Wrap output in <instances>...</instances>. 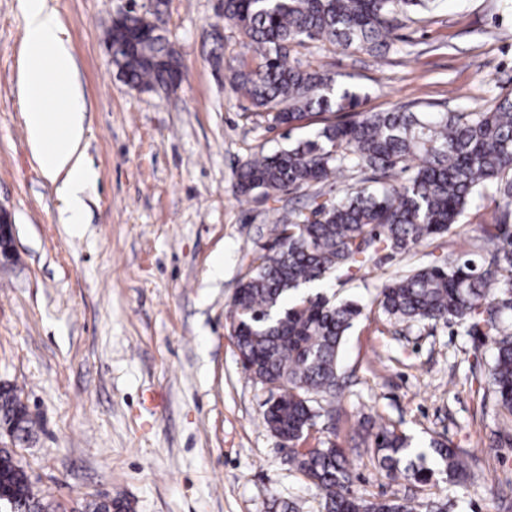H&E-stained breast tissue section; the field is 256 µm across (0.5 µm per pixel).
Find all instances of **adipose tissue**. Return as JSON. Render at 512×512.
<instances>
[{
	"label": "adipose tissue",
	"mask_w": 512,
	"mask_h": 512,
	"mask_svg": "<svg viewBox=\"0 0 512 512\" xmlns=\"http://www.w3.org/2000/svg\"><path fill=\"white\" fill-rule=\"evenodd\" d=\"M24 123L43 173L59 180L62 221L80 225L83 193L95 172L83 161L84 107L71 85L73 56L57 14L46 0H23Z\"/></svg>",
	"instance_id": "1"
}]
</instances>
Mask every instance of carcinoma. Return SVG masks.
I'll use <instances>...</instances> for the list:
<instances>
[{"label": "carcinoma", "mask_w": 512, "mask_h": 512, "mask_svg": "<svg viewBox=\"0 0 512 512\" xmlns=\"http://www.w3.org/2000/svg\"><path fill=\"white\" fill-rule=\"evenodd\" d=\"M432 2L224 0V19L255 56L254 65L233 73L234 90L272 129L319 124L288 146L242 163L237 195L258 192L276 200L313 186L345 185L339 198L315 192L303 209L277 217L272 244L253 256L228 312L245 371L271 392L265 423L290 445L291 465L321 492L325 512H448V503L366 499L353 488L361 459L334 443L293 447L315 424L314 403L331 405L340 394L341 347L361 314L354 302L297 291L360 268L381 251L410 253L449 232L488 189L500 202L492 221L480 223L486 258L419 265L389 279L377 302L397 322L455 321L489 339L492 392L512 411V91L482 112H367L358 110L359 95L337 87L328 71L289 61L310 42L385 53L402 19ZM105 43L131 87L174 90L181 84L175 50L137 12L113 20ZM25 420L13 391L0 388V421L17 426ZM361 436L373 448L371 460L394 481L427 484L437 473L468 479L469 461L459 448L435 441L432 460L421 453L406 464L407 437L384 421L363 428ZM0 493L14 512H48L7 448H0Z\"/></svg>", "instance_id": "cac0c4a2"}]
</instances>
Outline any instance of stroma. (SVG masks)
I'll return each instance as SVG.
<instances>
[{"label":"stroma","instance_id":"obj_1","mask_svg":"<svg viewBox=\"0 0 512 512\" xmlns=\"http://www.w3.org/2000/svg\"><path fill=\"white\" fill-rule=\"evenodd\" d=\"M63 23L84 105L83 159L97 179L80 230L60 223L57 183L28 144L20 87L24 20L0 0V207L13 247L0 258V387L27 411L19 440L0 423L35 492L54 512H92L115 498L130 512H324L319 490L285 460L263 419L269 392L244 370L226 313L273 206L240 202L235 170L285 141L256 122L230 84L253 51L224 20L223 0H164L161 33L185 78L173 91L130 88L109 63L105 34L120 0H46ZM394 52L312 43L293 61L325 66L364 110L485 109L512 90V0H440L399 29ZM499 198L475 197L465 222L410 255L380 253L333 279L336 299L363 311L344 338L346 381L305 448L352 449L364 419H384L412 447L438 439L468 451L471 479L398 484L371 460L355 489L448 501V512H512L484 479L512 480V414L487 398L494 352L455 322L391 323L375 298L391 275L479 258L480 221Z\"/></svg>","mask_w":512,"mask_h":512}]
</instances>
